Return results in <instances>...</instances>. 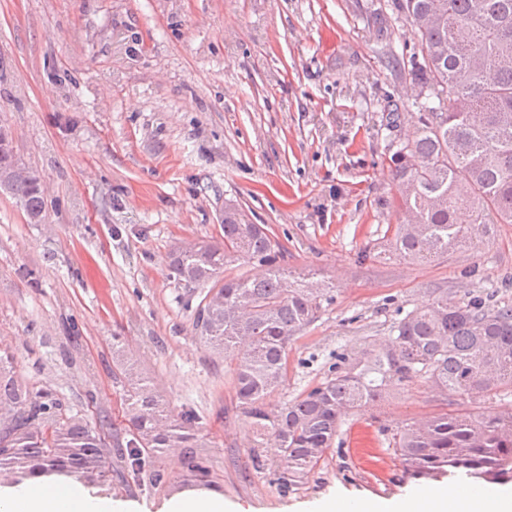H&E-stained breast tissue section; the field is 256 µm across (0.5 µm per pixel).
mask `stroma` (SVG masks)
I'll return each mask as SVG.
<instances>
[{
    "mask_svg": "<svg viewBox=\"0 0 512 512\" xmlns=\"http://www.w3.org/2000/svg\"><path fill=\"white\" fill-rule=\"evenodd\" d=\"M392 19L379 40L366 17ZM396 0H0V126L41 179L45 220L0 194V354L68 413L125 426L123 337L136 374L173 412L194 411L217 492L234 512H306L336 495L393 499L427 486L389 443L427 416H494L512 392L437 394L428 378L346 413L299 481L257 447L236 407L230 360L194 326L207 289L175 279L172 252L223 236L224 207L265 225L278 262L328 288L288 344L274 411L363 358L407 312L447 291L512 307V224L431 262L379 255L398 222L389 158L411 138L410 57H423ZM264 465H253L254 457ZM100 493L161 512L186 477Z\"/></svg>",
    "mask_w": 512,
    "mask_h": 512,
    "instance_id": "obj_1",
    "label": "stroma"
}]
</instances>
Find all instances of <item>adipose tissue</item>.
Segmentation results:
<instances>
[{"label":"adipose tissue","instance_id":"obj_1","mask_svg":"<svg viewBox=\"0 0 512 512\" xmlns=\"http://www.w3.org/2000/svg\"><path fill=\"white\" fill-rule=\"evenodd\" d=\"M0 512H139L135 503L97 496L54 477L0 486ZM315 512H512V488H464L448 483L419 489L403 500L329 498Z\"/></svg>","mask_w":512,"mask_h":512}]
</instances>
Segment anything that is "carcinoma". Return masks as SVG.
I'll return each instance as SVG.
<instances>
[{"mask_svg":"<svg viewBox=\"0 0 512 512\" xmlns=\"http://www.w3.org/2000/svg\"><path fill=\"white\" fill-rule=\"evenodd\" d=\"M424 52L414 79L428 91L414 138L390 158L401 214L417 216L420 230L400 222L390 239L409 261L444 255L488 233L492 224H512V0H398ZM12 138L0 139V191L22 203L30 223L43 218L38 177H9ZM469 198L471 222L460 221L456 202ZM223 240L201 242L195 251H175L171 273L187 284H204L224 272L233 257L270 266L262 279L220 281L224 303L198 309L195 327L206 347L235 361L237 407L251 419L257 444L274 450L288 480L302 478L331 448L346 411L381 401L390 389L425 375L437 390L458 396H488L512 390V308H492L476 296L448 305L442 291L423 309L395 323L391 346L356 370L336 368L334 377L271 414L265 399L282 383L288 342L322 308L319 288L288 282L277 265L275 243L262 224L242 223L224 207ZM130 379L125 435L105 447L99 436L114 429L102 415L91 428L69 415L48 391L33 392L10 376L0 358V470L15 481L64 476L106 487L139 475L174 443L188 457L186 484L207 486L211 471L197 457L195 414L176 415L153 393L150 381L134 377L130 363L113 351ZM392 448L417 478L463 476L480 487L512 481V411L482 420L468 413H437L391 435Z\"/></svg>","mask_w":512,"mask_h":512,"instance_id":"1","label":"carcinoma"}]
</instances>
